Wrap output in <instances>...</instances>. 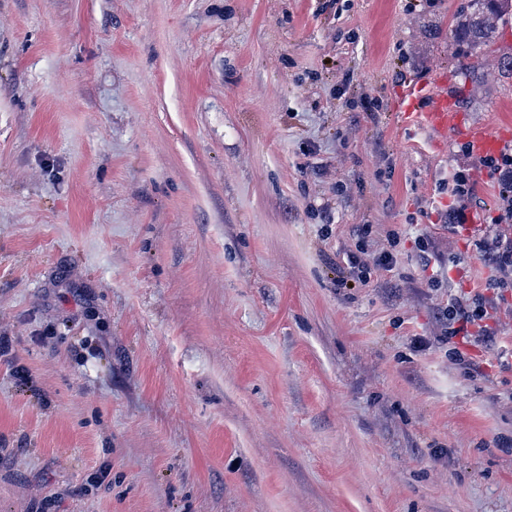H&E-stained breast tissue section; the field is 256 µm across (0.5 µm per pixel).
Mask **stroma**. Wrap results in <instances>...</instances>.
Returning a JSON list of instances; mask_svg holds the SVG:
<instances>
[{"label":"stroma","instance_id":"35a3bbf8","mask_svg":"<svg viewBox=\"0 0 512 512\" xmlns=\"http://www.w3.org/2000/svg\"><path fill=\"white\" fill-rule=\"evenodd\" d=\"M467 7L0 0V512H512V294L475 371L410 347L495 274L448 195L495 179L396 110L441 75L512 130ZM365 224L399 273L337 287Z\"/></svg>","mask_w":512,"mask_h":512}]
</instances>
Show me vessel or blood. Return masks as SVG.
Listing matches in <instances>:
<instances>
[{
	"label": "vessel or blood",
	"instance_id": "obj_1",
	"mask_svg": "<svg viewBox=\"0 0 512 512\" xmlns=\"http://www.w3.org/2000/svg\"><path fill=\"white\" fill-rule=\"evenodd\" d=\"M446 77H436L430 84L408 86L400 97L397 110L406 126L419 125L432 135L455 136L468 142L474 155L483 157L499 152L511 138L486 129L465 125L454 99L444 92Z\"/></svg>",
	"mask_w": 512,
	"mask_h": 512
}]
</instances>
